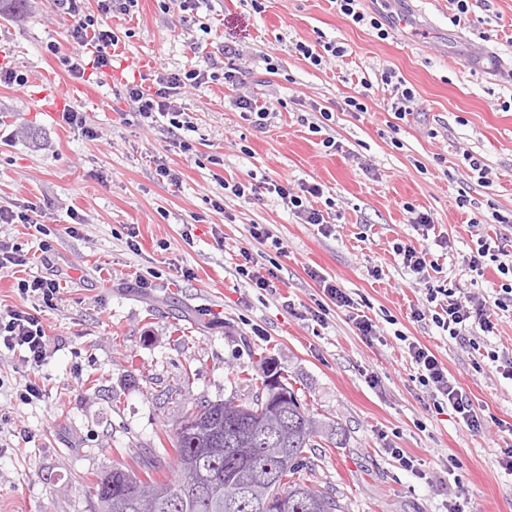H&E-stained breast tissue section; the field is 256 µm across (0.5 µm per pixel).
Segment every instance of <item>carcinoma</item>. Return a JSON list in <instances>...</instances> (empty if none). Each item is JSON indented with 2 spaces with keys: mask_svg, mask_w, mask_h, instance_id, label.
<instances>
[{
  "mask_svg": "<svg viewBox=\"0 0 512 512\" xmlns=\"http://www.w3.org/2000/svg\"><path fill=\"white\" fill-rule=\"evenodd\" d=\"M236 379L252 387L251 399L240 403L244 408L253 409L259 399H274L281 391L288 393V461L257 448L214 444L228 433L239 443L245 441L249 421L247 415L227 409L222 401H206L196 406L201 423L189 425L188 412L174 428L172 446L176 458L186 462L185 473L172 480L160 479L161 462L147 457L133 465H116L87 487L99 512H139L135 497L138 486L157 491L156 512H255L248 497L231 508L225 506L224 479L233 474L240 484L250 485L261 473L274 475L277 489L288 495L290 512H343L336 492L310 484L318 467L316 449L326 442L336 444L334 437L339 432L327 430L311 416L299 402L298 392L277 369L267 367L259 376L240 370Z\"/></svg>",
  "mask_w": 512,
  "mask_h": 512,
  "instance_id": "carcinoma-1",
  "label": "carcinoma"
}]
</instances>
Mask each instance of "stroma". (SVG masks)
<instances>
[{
	"label": "stroma",
	"instance_id": "stroma-1",
	"mask_svg": "<svg viewBox=\"0 0 512 512\" xmlns=\"http://www.w3.org/2000/svg\"><path fill=\"white\" fill-rule=\"evenodd\" d=\"M264 6L258 14L243 0H203L183 14L139 0L133 13L108 16L120 37L112 70L94 79L96 102L74 104L92 138L46 111L52 82L37 79L50 68L54 82L69 83L48 47L76 52L70 17L53 0H29L19 16L0 18V66L28 77L21 90L0 85V206L39 205L52 249L28 272L63 274L57 307L43 314L53 352L41 368V401L13 404L26 372L0 350V403L11 407L0 423V512H95L85 487L148 452L175 476V424L199 402L246 398L233 376L258 373L264 357L311 414L339 423L345 445L323 449L313 481L332 486L345 512H446L457 496L469 512H512V475L500 466L512 434L472 432L452 411L432 409L405 348L409 339L427 346L475 406L512 422V380L488 358L512 351V306L498 311L493 333L459 343L411 318L424 286L393 250L397 242L426 249L437 263L430 284L497 297L495 263L474 271L462 257L481 236L499 237L512 253V227L497 221L512 214V0H469L457 24L452 0H363L368 13L391 15L384 41L340 15L334 0ZM320 40L342 43L345 56L314 66L295 49ZM227 43L243 51L245 82L213 81L175 97L192 125L185 136L195 154L185 157L170 147L166 123L139 125L124 84L145 59L171 71L224 72ZM387 70L413 88L412 114L392 112L380 81ZM243 94L273 101L265 128L241 117ZM359 95L366 111H344ZM329 137L337 149L323 147ZM467 151L489 168L488 181L471 170ZM213 154L223 165L209 163ZM159 157L182 172L181 184L156 179ZM251 177L320 185L313 205L327 212L331 233L303 223L276 194L247 203L222 187ZM477 211L484 222L474 226ZM419 213L449 238V252L414 230ZM129 224L140 230L135 252ZM253 224L269 225L285 254L252 240ZM244 247L275 258V291L239 277ZM314 270L365 299L376 339L362 338L334 308L311 319L306 309L321 296ZM180 326L190 328L189 341H179ZM395 448L416 457L418 473L399 465ZM452 457L459 467L449 475Z\"/></svg>",
	"mask_w": 512,
	"mask_h": 512
}]
</instances>
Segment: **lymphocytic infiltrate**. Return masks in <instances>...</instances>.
Returning <instances> with one entry per match:
<instances>
[{
    "mask_svg": "<svg viewBox=\"0 0 512 512\" xmlns=\"http://www.w3.org/2000/svg\"><path fill=\"white\" fill-rule=\"evenodd\" d=\"M101 3L102 12L95 15L85 11L82 0H54L56 9L74 20L68 31L71 41L92 49L91 59L86 60L79 55L61 54L59 46H51V53L61 54L72 79H84L90 69L102 72L111 67L109 49L117 45L118 37L105 23L104 17L111 13L129 14L137 6L138 0H101ZM208 79V73L201 70L171 72L160 66L155 68L149 81L126 84L125 98L141 126L152 128L158 125L160 119H167L169 130L175 133L174 148L189 155L193 153L194 146L180 134L187 122L182 112L174 108L172 99L182 89L205 84ZM465 260L476 270L481 269L485 261L497 262L499 273L507 276L508 281L501 284L500 296L495 305H488L486 300L478 297L460 296L454 286L431 285L427 288L425 306L411 311L415 321L432 320L436 327L462 342L478 330L492 333L495 328V308L512 303V260L507 258L496 240L478 238ZM17 287L20 294L36 298L39 307L35 310L15 307L0 313V347L18 353L22 364L29 367L31 375L15 395L16 401L29 405L45 395L37 372L49 356L50 338L45 332L39 312L56 307L60 295V278L56 275L36 276L29 280H19ZM407 349L419 371V383L426 389L434 407L449 406L468 430L481 429L486 423L485 418L456 379L449 376L447 368L436 355L414 341L408 343Z\"/></svg>",
    "mask_w": 512,
    "mask_h": 512,
    "instance_id": "lymphocytic-infiltrate-1",
    "label": "lymphocytic infiltrate"
}]
</instances>
